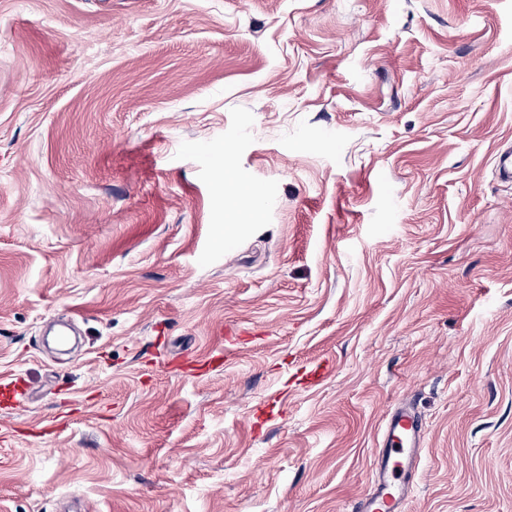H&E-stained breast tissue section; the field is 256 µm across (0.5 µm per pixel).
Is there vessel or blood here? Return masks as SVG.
<instances>
[{"instance_id": "b4317fda", "label": "vessel or blood", "mask_w": 512, "mask_h": 512, "mask_svg": "<svg viewBox=\"0 0 512 512\" xmlns=\"http://www.w3.org/2000/svg\"><path fill=\"white\" fill-rule=\"evenodd\" d=\"M423 423L413 407H392L385 419L382 444L374 460V489L359 512H403L419 469Z\"/></svg>"}]
</instances>
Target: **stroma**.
I'll return each instance as SVG.
<instances>
[{
  "label": "stroma",
  "mask_w": 512,
  "mask_h": 512,
  "mask_svg": "<svg viewBox=\"0 0 512 512\" xmlns=\"http://www.w3.org/2000/svg\"><path fill=\"white\" fill-rule=\"evenodd\" d=\"M509 147L512 0H0V512H512ZM219 169L216 193L218 201L224 205V238L229 240L241 223L257 218L256 193L231 170L226 158L219 164ZM422 433L423 423L410 405L388 411L375 454L374 490L361 500L359 512H403L418 475Z\"/></svg>",
  "instance_id": "stroma-1"
}]
</instances>
